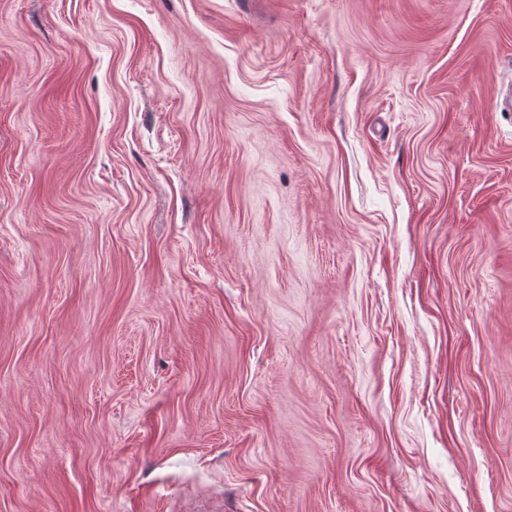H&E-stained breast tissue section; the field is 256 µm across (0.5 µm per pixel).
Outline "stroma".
Instances as JSON below:
<instances>
[{
  "label": "stroma",
  "mask_w": 512,
  "mask_h": 512,
  "mask_svg": "<svg viewBox=\"0 0 512 512\" xmlns=\"http://www.w3.org/2000/svg\"><path fill=\"white\" fill-rule=\"evenodd\" d=\"M512 0H0V512H512Z\"/></svg>",
  "instance_id": "35a3bbf8"
}]
</instances>
